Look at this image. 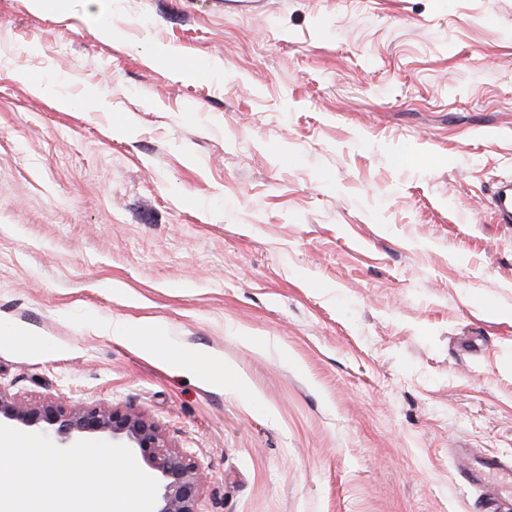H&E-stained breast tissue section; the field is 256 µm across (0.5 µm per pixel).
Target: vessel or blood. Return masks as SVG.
Masks as SVG:
<instances>
[{
    "instance_id": "obj_1",
    "label": "vessel or blood",
    "mask_w": 512,
    "mask_h": 512,
    "mask_svg": "<svg viewBox=\"0 0 512 512\" xmlns=\"http://www.w3.org/2000/svg\"><path fill=\"white\" fill-rule=\"evenodd\" d=\"M491 205L497 223L512 224V180L498 181L492 191ZM464 485L484 489L477 512H512V462L489 454L473 460L463 458L456 469Z\"/></svg>"
}]
</instances>
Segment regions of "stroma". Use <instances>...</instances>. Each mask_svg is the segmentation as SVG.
<instances>
[{"instance_id": "stroma-1", "label": "stroma", "mask_w": 512, "mask_h": 512, "mask_svg": "<svg viewBox=\"0 0 512 512\" xmlns=\"http://www.w3.org/2000/svg\"><path fill=\"white\" fill-rule=\"evenodd\" d=\"M509 178L512 0H0V392L143 414L201 512H472L458 449L512 457ZM491 205L496 223L512 224V180H500L495 184ZM103 329L108 335L137 349H142L151 354L160 352L161 357L167 364L174 365L187 373L203 375L212 383L223 384L232 378V372L224 366L222 358L192 349H180L171 346L163 350H154L146 345L144 338L157 333L158 326L142 325L137 328H129L124 324L110 323L104 326Z\"/></svg>"}]
</instances>
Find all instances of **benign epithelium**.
<instances>
[{
    "label": "benign epithelium",
    "instance_id": "benign-epithelium-1",
    "mask_svg": "<svg viewBox=\"0 0 512 512\" xmlns=\"http://www.w3.org/2000/svg\"><path fill=\"white\" fill-rule=\"evenodd\" d=\"M0 425L49 435L68 448L89 435H100L138 453L158 483L157 512H200L202 476L187 456L170 449L159 429L131 409L70 408L50 401L22 402L0 392Z\"/></svg>",
    "mask_w": 512,
    "mask_h": 512
}]
</instances>
